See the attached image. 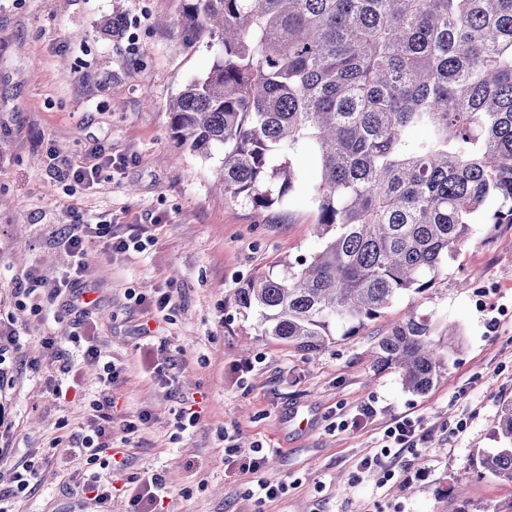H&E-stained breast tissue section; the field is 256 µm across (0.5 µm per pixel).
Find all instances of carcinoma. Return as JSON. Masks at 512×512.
Masks as SVG:
<instances>
[{
    "label": "carcinoma",
    "mask_w": 512,
    "mask_h": 512,
    "mask_svg": "<svg viewBox=\"0 0 512 512\" xmlns=\"http://www.w3.org/2000/svg\"><path fill=\"white\" fill-rule=\"evenodd\" d=\"M179 32L222 55L171 101L172 138L256 206L281 203L302 144L320 160V251L235 291L262 335L308 353L437 282L477 216L512 224V0H183ZM426 319L374 363L427 392L449 364ZM484 472L512 481V401Z\"/></svg>",
    "instance_id": "1"
}]
</instances>
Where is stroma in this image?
<instances>
[{"instance_id": "obj_1", "label": "stroma", "mask_w": 512, "mask_h": 512, "mask_svg": "<svg viewBox=\"0 0 512 512\" xmlns=\"http://www.w3.org/2000/svg\"><path fill=\"white\" fill-rule=\"evenodd\" d=\"M182 8L183 0H0V318L16 333L0 385V506L94 512L82 492L90 468L50 444L82 433L111 361L125 369L111 391L117 419L153 414L137 435L113 429L123 463L114 483L163 472V512H512V482L480 464L500 447L493 420L512 400V224L471 225L434 288L395 298L356 335L335 336L316 354L261 335L234 293L251 276L320 250L318 157L300 146L294 189L261 209L218 186L222 153L201 158L176 147L169 104L221 51L216 40L178 36ZM117 15L121 36L103 35ZM94 147L114 164L91 184L75 183L47 157L86 166ZM73 212L139 224L153 237L140 253L89 242L82 286L97 310L79 341L72 320L33 315L15 298L29 274L50 281L69 269L60 239ZM164 287L174 291L172 315L148 318L136 296ZM412 314L439 335L453 326L458 338L448 370L423 394L406 391L395 370L373 367L379 338ZM46 336L56 337L55 351L44 349ZM90 341L99 361L83 355ZM64 360L71 372L61 371ZM147 362L170 364L169 383L151 378ZM61 380L71 387L64 402L49 391ZM189 403L201 420L182 432L175 416ZM367 403L375 416L342 428ZM403 415L420 418L422 443L358 471ZM227 431L240 459L259 445L268 450L260 474L225 465ZM29 462L37 468L30 490L13 497L11 473ZM260 479L289 488L263 499L253 492Z\"/></svg>"}]
</instances>
